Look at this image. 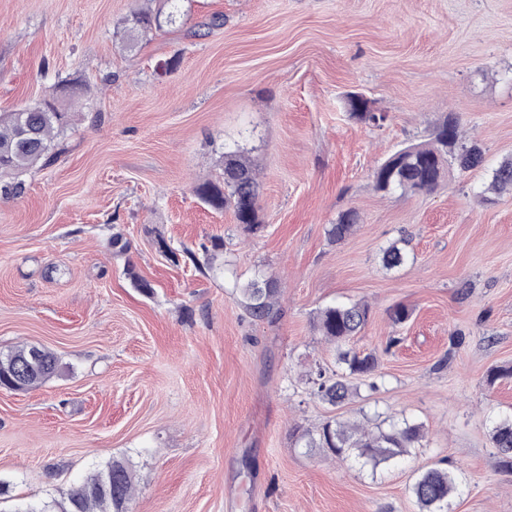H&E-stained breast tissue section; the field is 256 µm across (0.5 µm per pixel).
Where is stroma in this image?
Wrapping results in <instances>:
<instances>
[{
  "label": "stroma",
  "mask_w": 512,
  "mask_h": 512,
  "mask_svg": "<svg viewBox=\"0 0 512 512\" xmlns=\"http://www.w3.org/2000/svg\"><path fill=\"white\" fill-rule=\"evenodd\" d=\"M142 2L0 0V113L83 82L61 157L0 198V349L60 359L39 386L0 388V512L65 502L115 459L135 472L129 512H418L410 486L435 465L457 478L450 512H512L491 440L512 378H489L512 366V193L481 195L512 157V0H184V26L130 53L114 31ZM350 92L381 126L350 117ZM448 115L482 165L377 193L374 168ZM227 151L259 174V236L194 193ZM348 209L359 224L331 242ZM211 241V271L159 248ZM400 241L405 264L385 268ZM260 272L278 286L265 321L238 291ZM358 301L351 345L378 367L334 407L307 381L338 367L316 316ZM397 305L412 315L395 328ZM392 416L426 437L374 468L291 437Z\"/></svg>",
  "instance_id": "1"
}]
</instances>
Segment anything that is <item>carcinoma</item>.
Listing matches in <instances>:
<instances>
[{
	"instance_id": "carcinoma-1",
	"label": "carcinoma",
	"mask_w": 512,
	"mask_h": 512,
	"mask_svg": "<svg viewBox=\"0 0 512 512\" xmlns=\"http://www.w3.org/2000/svg\"><path fill=\"white\" fill-rule=\"evenodd\" d=\"M182 0H155V5L135 9L117 26L126 50L132 52L139 41L165 27L183 24ZM82 84L70 82L57 88V93L33 105H25L12 112L0 113V197L14 198L25 192L24 175L35 167L54 163L61 151L58 139L70 125L73 113L58 105V93L73 100L79 97ZM350 115L359 121L380 126L385 116L369 106L351 105ZM482 162L480 145L461 135L456 118L448 115L437 127L428 142L406 145L373 170L375 190L385 195L400 192L422 193L434 190L445 171L457 168L467 172ZM487 190L501 194L512 191V158L503 161L491 175ZM198 198L214 210L230 209L247 236L264 231L260 218L259 183L252 164L234 151L224 153L222 185L202 182L195 186ZM358 223L354 210L342 212L336 223L329 225L327 235L334 242L343 241ZM216 244L199 245L184 252L199 269H213ZM405 261V253L397 244L383 252V263L395 268ZM242 302L255 320L273 317L275 307V280L261 275L240 288ZM370 317L367 305L336 303L317 314L321 335L337 348L338 360L344 365L341 372H328L318 367L310 374L312 394L336 405L347 399L350 387L344 376L368 378L374 374L376 356L371 352H357L346 348L351 338L365 327ZM33 349L20 345L0 351V379L13 373L15 363ZM42 368L24 378L15 380L18 388H33L52 377L58 370L57 356L40 349ZM423 437L422 426L406 419H391L385 429L368 431L346 420H330L315 431H298L295 443L303 448L326 450L338 458L353 456L365 463L378 465L406 455L417 447ZM492 440L502 458L503 466L512 471V415L499 417L493 423ZM135 490V480L129 462L116 459L100 471H95L76 482L67 496V503H27L15 512H128V504ZM457 490L456 477L446 468H430L420 473L411 485L419 512H448V500ZM59 510H53V507Z\"/></svg>"
}]
</instances>
